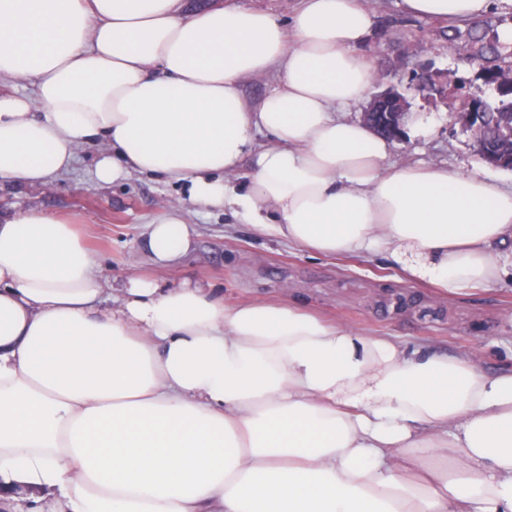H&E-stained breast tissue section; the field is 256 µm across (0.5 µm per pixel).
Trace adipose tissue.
Segmentation results:
<instances>
[{
  "instance_id": "ef3b65f1",
  "label": "adipose tissue",
  "mask_w": 512,
  "mask_h": 512,
  "mask_svg": "<svg viewBox=\"0 0 512 512\" xmlns=\"http://www.w3.org/2000/svg\"><path fill=\"white\" fill-rule=\"evenodd\" d=\"M505 2L404 0L441 19ZM372 27L362 0L284 24L234 0H0V185H50L93 147L100 183L187 189L144 226L154 274L122 285L67 220L0 217V512L27 489L30 512H512V372L175 279L192 207L389 253L450 294L499 278L512 187L389 161L341 115L375 77ZM272 71L248 107L241 80Z\"/></svg>"
}]
</instances>
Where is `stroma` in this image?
Listing matches in <instances>:
<instances>
[{"label":"stroma","mask_w":512,"mask_h":512,"mask_svg":"<svg viewBox=\"0 0 512 512\" xmlns=\"http://www.w3.org/2000/svg\"><path fill=\"white\" fill-rule=\"evenodd\" d=\"M374 27L362 45L375 69L370 94L393 88L414 115L431 119L427 135L392 142L390 158L452 171L481 170L504 185L512 170L495 168L476 155L455 114L484 86L461 54L437 34L439 21L405 12L402 0H368ZM429 66L464 79L452 103L425 102L413 77ZM96 157L81 155L77 170L53 185L0 191V211L38 207L73 222L85 243L103 257V273L114 281L150 273L134 260L145 223L184 196L180 185L153 176L102 184L94 176ZM194 248L180 277L209 280L224 302H291L331 323L357 327L372 336H392L409 347L460 357L480 348L485 373L512 371V273L487 289L448 297L433 285L410 279L392 258L371 254H319L264 236L242 219L210 209L189 213Z\"/></svg>","instance_id":"stroma-1"}]
</instances>
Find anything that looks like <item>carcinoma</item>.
<instances>
[{"label":"carcinoma","mask_w":512,"mask_h":512,"mask_svg":"<svg viewBox=\"0 0 512 512\" xmlns=\"http://www.w3.org/2000/svg\"><path fill=\"white\" fill-rule=\"evenodd\" d=\"M508 23L504 18L494 24L485 16L453 20L440 27L439 35L448 46L464 52L462 61L477 68L486 79L497 101H481V123L478 136L496 150L512 157V42L501 39L498 27Z\"/></svg>","instance_id":"carcinoma-1"}]
</instances>
